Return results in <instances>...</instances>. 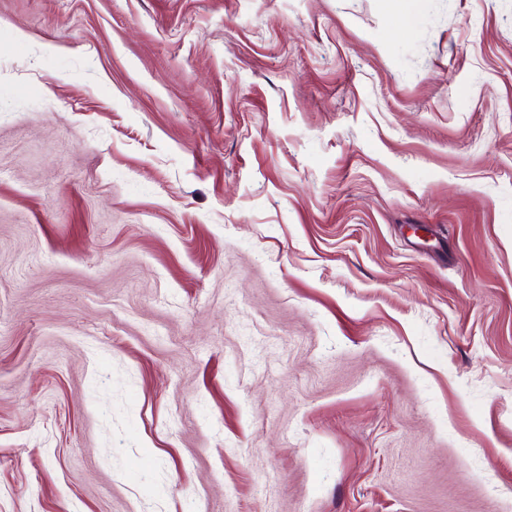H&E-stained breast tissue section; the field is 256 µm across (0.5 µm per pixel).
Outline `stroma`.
Wrapping results in <instances>:
<instances>
[{
	"label": "stroma",
	"instance_id": "1",
	"mask_svg": "<svg viewBox=\"0 0 512 512\" xmlns=\"http://www.w3.org/2000/svg\"><path fill=\"white\" fill-rule=\"evenodd\" d=\"M0 512H512V0H0Z\"/></svg>",
	"mask_w": 512,
	"mask_h": 512
}]
</instances>
